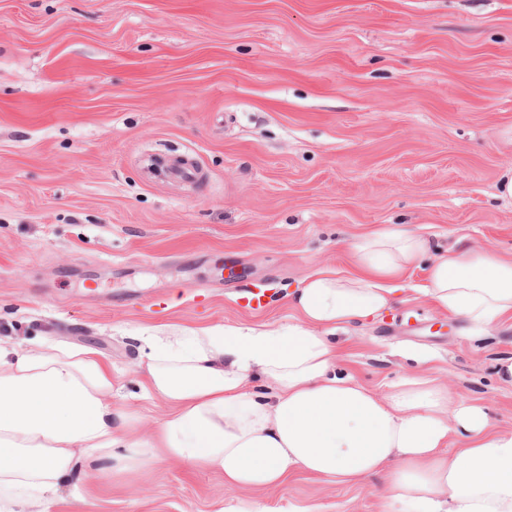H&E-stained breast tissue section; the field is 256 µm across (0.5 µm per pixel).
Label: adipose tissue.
I'll use <instances>...</instances> for the list:
<instances>
[{
  "label": "adipose tissue",
  "instance_id": "ef3b65f1",
  "mask_svg": "<svg viewBox=\"0 0 512 512\" xmlns=\"http://www.w3.org/2000/svg\"><path fill=\"white\" fill-rule=\"evenodd\" d=\"M421 265L439 311L479 325L512 319V260L437 250L404 226L374 229L349 270L316 271L288 292L286 328L147 330L138 385L168 413L146 440L113 411L112 364L96 350L0 347V512H56L74 468L120 448L128 467L179 460L247 495L296 474L347 485L377 475L395 512H512V431L495 429L482 404L428 377L381 395L336 371L332 332L392 308L396 279ZM256 375L272 396L250 391ZM456 436L462 446L448 453Z\"/></svg>",
  "mask_w": 512,
  "mask_h": 512
}]
</instances>
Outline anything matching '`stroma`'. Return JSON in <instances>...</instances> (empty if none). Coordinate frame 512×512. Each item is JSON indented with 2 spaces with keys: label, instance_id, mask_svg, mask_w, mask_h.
<instances>
[{
  "label": "stroma",
  "instance_id": "1",
  "mask_svg": "<svg viewBox=\"0 0 512 512\" xmlns=\"http://www.w3.org/2000/svg\"><path fill=\"white\" fill-rule=\"evenodd\" d=\"M509 174L512 0H0V344L97 350L136 436L165 417L137 384L144 329L287 325L288 291L390 224L512 257ZM396 284L393 311L337 331L340 367L380 394L436 378L512 431V320L438 312L421 267ZM104 468L72 478L88 512L240 496L173 459ZM378 484L297 474L251 499L387 512Z\"/></svg>",
  "mask_w": 512,
  "mask_h": 512
}]
</instances>
